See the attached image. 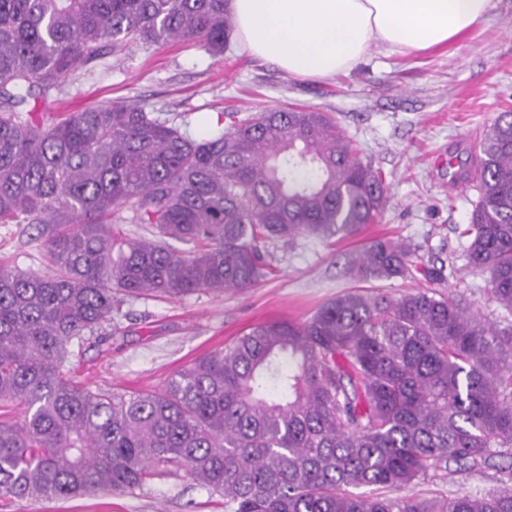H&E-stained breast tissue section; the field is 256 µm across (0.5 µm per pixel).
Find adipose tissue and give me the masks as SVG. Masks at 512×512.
Here are the masks:
<instances>
[{
  "mask_svg": "<svg viewBox=\"0 0 512 512\" xmlns=\"http://www.w3.org/2000/svg\"><path fill=\"white\" fill-rule=\"evenodd\" d=\"M497 0H230L255 58L301 79L350 70L371 46L427 51L486 21Z\"/></svg>",
  "mask_w": 512,
  "mask_h": 512,
  "instance_id": "1",
  "label": "adipose tissue"
}]
</instances>
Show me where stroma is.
<instances>
[{
	"mask_svg": "<svg viewBox=\"0 0 512 512\" xmlns=\"http://www.w3.org/2000/svg\"><path fill=\"white\" fill-rule=\"evenodd\" d=\"M133 99L203 137L221 112L301 106L332 113L363 161L389 186L377 223L354 238L326 243L302 236L269 245L270 277L255 288L197 292L176 301L137 299L112 321L73 346L70 374L92 389L149 390L181 366L258 324L309 318L322 304L357 284L346 264L368 241L391 238L420 247L428 266L453 259L456 272L441 292L465 299L485 320L512 323L493 299L486 275L472 271L466 238L478 199L474 184L451 181L449 161L474 154L497 113L512 111V0H498L491 17L463 38L429 52L369 49L351 70L331 79H299L252 57L238 41L211 57L191 42L136 48L80 67L61 100L40 104L44 118L100 102ZM40 231L0 224V264L42 272ZM512 448L497 449L471 470L449 465L419 483L423 497L507 487ZM0 512H224V500L186 474L153 479L131 492L101 491L60 500L1 498Z\"/></svg>",
	"mask_w": 512,
	"mask_h": 512,
	"instance_id": "obj_1",
	"label": "stroma"
}]
</instances>
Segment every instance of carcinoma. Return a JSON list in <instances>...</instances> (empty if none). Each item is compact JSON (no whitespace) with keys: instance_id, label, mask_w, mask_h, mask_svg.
Masks as SVG:
<instances>
[{"instance_id":"carcinoma-1","label":"carcinoma","mask_w":512,"mask_h":512,"mask_svg":"<svg viewBox=\"0 0 512 512\" xmlns=\"http://www.w3.org/2000/svg\"><path fill=\"white\" fill-rule=\"evenodd\" d=\"M234 27L226 0H0V224L41 225L50 263L0 266V405L23 410L0 422V498L133 491L176 468L226 512H512L509 487L414 492L512 447V326L434 288L348 292L259 324L155 391L108 395L66 371L126 299L254 288L268 243L354 237L383 211L381 172L324 112H222L200 139L132 101L37 112L107 48L194 41L221 57ZM453 180L479 192L467 265L512 315V112ZM423 270L389 238L349 263L361 282ZM371 486L396 495L356 492Z\"/></svg>"}]
</instances>
